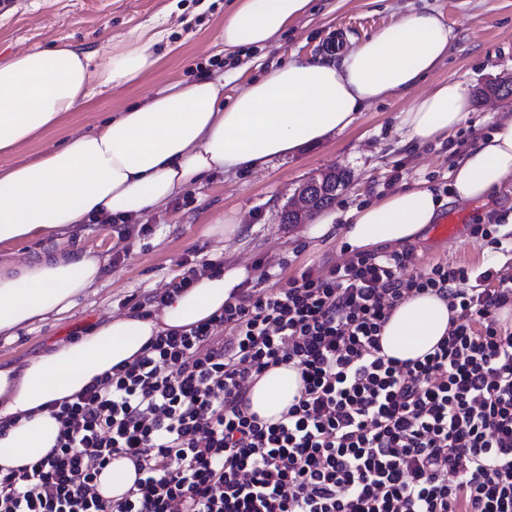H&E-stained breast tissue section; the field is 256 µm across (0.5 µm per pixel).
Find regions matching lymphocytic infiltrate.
I'll list each match as a JSON object with an SVG mask.
<instances>
[{
	"instance_id": "f902f5d3",
	"label": "lymphocytic infiltrate",
	"mask_w": 512,
	"mask_h": 512,
	"mask_svg": "<svg viewBox=\"0 0 512 512\" xmlns=\"http://www.w3.org/2000/svg\"><path fill=\"white\" fill-rule=\"evenodd\" d=\"M413 247L357 252L286 287L239 284L222 312L153 338L55 413L56 445L0 474V512H512V275ZM447 300L448 334L415 361L379 336L407 297ZM291 364L303 389L275 422L247 393ZM137 478L118 499L111 460ZM134 479L135 470L130 460H113L112 466L101 478L100 491L104 496L117 497L131 486Z\"/></svg>"
}]
</instances>
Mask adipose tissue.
<instances>
[{"mask_svg": "<svg viewBox=\"0 0 512 512\" xmlns=\"http://www.w3.org/2000/svg\"><path fill=\"white\" fill-rule=\"evenodd\" d=\"M312 0H233L224 19L227 47H272L310 11ZM453 37L440 13L412 10L358 44L314 58L291 59L225 97L224 82L201 77L173 83L128 106L93 131L0 168V246L87 225L132 222L217 172L262 168L272 158L350 128L370 105L419 84L445 58ZM163 32L146 27L91 72L92 56L62 44L0 62V153L53 129L93 98L90 82L120 87L158 58ZM471 111L467 83L451 79L413 99L400 116L407 140H444ZM453 200L488 199L512 180V117L501 119L448 173ZM437 190L417 182L344 212L315 219L308 237L346 222L350 251L417 240L439 219ZM108 259L85 251H50L0 262V335L71 312L103 280ZM247 277L241 267L198 272L189 288L146 315L114 316L23 363L0 368V472L30 465L55 445L54 403L70 398L112 367L133 360L152 336L190 328L220 313ZM450 311L433 294L407 298L385 324L384 354L423 356L448 333ZM301 388L291 365L268 369L251 387L253 412L279 419Z\"/></svg>", "mask_w": 512, "mask_h": 512, "instance_id": "1", "label": "adipose tissue"}]
</instances>
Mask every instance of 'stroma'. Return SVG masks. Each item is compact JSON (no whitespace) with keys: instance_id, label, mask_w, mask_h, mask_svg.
<instances>
[{"instance_id":"stroma-1","label":"stroma","mask_w":512,"mask_h":512,"mask_svg":"<svg viewBox=\"0 0 512 512\" xmlns=\"http://www.w3.org/2000/svg\"><path fill=\"white\" fill-rule=\"evenodd\" d=\"M230 0H0V62L14 54L66 43L93 53L92 69L110 57L111 46L125 42L144 26L164 30L155 46L159 62L136 82L101 88L76 112L42 138L10 155L0 154V167L15 165L59 145L74 131H89L124 107L142 102L168 84L206 75L225 79V95H234L246 79L260 76L270 66L291 58L322 54L331 39L360 41L399 20L412 9L437 10L453 31L448 54L415 88L369 106L358 122L343 133L300 148L295 154L271 159L252 171L218 173L177 194L160 209L148 213V235H131L124 242L126 257L110 263L97 288L90 290L69 314L20 329L15 338L0 335V367L33 357L49 346L83 335L101 321L128 312L144 292L166 287L180 274V261L191 258L196 268L223 261L242 266L250 280L271 267L278 276L272 288L284 287L304 269L341 262L350 253L343 242V225L327 236L309 240L302 224H283L279 215L289 196L303 181L338 168L350 179L338 192L334 208L360 205L393 190L395 185L428 182L448 188V171L463 154L486 136L496 123L512 116V98L494 99L488 85L512 76V0H312L310 12L289 27L278 46L224 49L220 35ZM448 79L465 80L473 107L466 122L448 140L406 141L399 114L414 96ZM398 183H390L392 172ZM442 213L462 212L466 218L459 235L448 239L427 228L414 244L415 271L441 260L503 267V255L482 250L470 234L474 224L493 223L498 214L512 211V185L489 199L473 203L444 201ZM237 214L242 230L226 241L223 250L207 236L209 224ZM117 234L111 225H91L76 238L51 235L13 247L16 257L41 251L86 250L108 253Z\"/></svg>"}]
</instances>
